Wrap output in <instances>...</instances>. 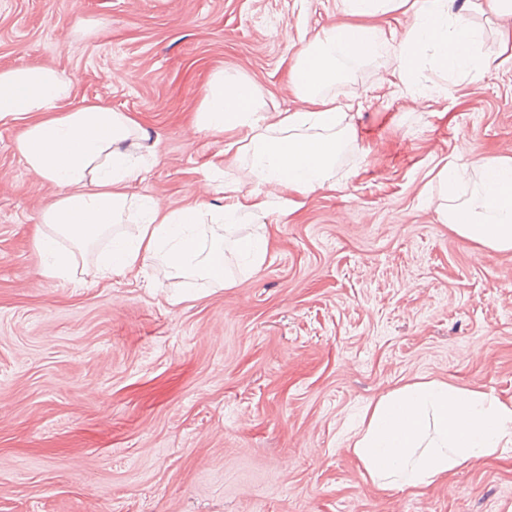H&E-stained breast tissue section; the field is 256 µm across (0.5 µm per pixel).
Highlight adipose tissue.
I'll return each mask as SVG.
<instances>
[{
	"label": "adipose tissue",
	"mask_w": 512,
	"mask_h": 512,
	"mask_svg": "<svg viewBox=\"0 0 512 512\" xmlns=\"http://www.w3.org/2000/svg\"><path fill=\"white\" fill-rule=\"evenodd\" d=\"M403 0H338L350 23L315 34L293 60L288 87L309 99L305 112L265 111L263 94L247 76L215 72L196 115L198 129L228 134L224 151L247 163L250 191L220 210L200 204L169 209L132 192L156 163L150 132L131 114L103 103L70 111L59 104L71 84L58 71L20 67L0 71V124H16L15 149L34 174L64 186L66 194L46 208L35 239L41 273L66 276L76 256L110 236L97 262L104 277L122 276L156 263L211 285L229 280L224 222L292 211V198L336 188L342 150L357 142L327 87L345 78L347 63L394 56L410 94L433 93L426 71L453 77L485 67L477 46L483 30L470 12L511 15L512 0H414L400 39L364 25L367 16L397 11ZM468 192L456 194L457 169L439 177L450 192L442 221L476 247L512 251V158H487L475 167ZM134 219V237L114 225ZM366 427L351 451L380 490H419L512 446V400L443 381L418 382L380 397L365 411Z\"/></svg>",
	"instance_id": "ef3b65f1"
}]
</instances>
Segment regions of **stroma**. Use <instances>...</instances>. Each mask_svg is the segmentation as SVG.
I'll return each instance as SVG.
<instances>
[{
  "label": "stroma",
  "instance_id": "1",
  "mask_svg": "<svg viewBox=\"0 0 512 512\" xmlns=\"http://www.w3.org/2000/svg\"><path fill=\"white\" fill-rule=\"evenodd\" d=\"M336 0H0V70L49 67L60 102H100L152 133L138 193L177 209L251 184L192 117L211 75L241 73L270 112ZM416 101L387 57L329 87L357 149L339 188L269 226L259 269L216 287L154 266L102 279L94 254L40 275L34 234L65 187L27 169L0 125V512H512V447L419 493L380 491L350 450L366 406L428 380L512 398V252L442 224L438 171L512 157V55ZM220 169H213V162Z\"/></svg>",
  "mask_w": 512,
  "mask_h": 512
}]
</instances>
